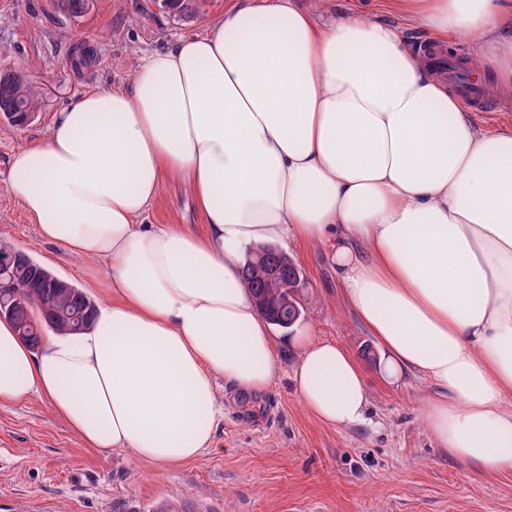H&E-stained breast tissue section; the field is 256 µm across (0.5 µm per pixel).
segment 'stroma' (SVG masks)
<instances>
[{
	"mask_svg": "<svg viewBox=\"0 0 512 512\" xmlns=\"http://www.w3.org/2000/svg\"><path fill=\"white\" fill-rule=\"evenodd\" d=\"M162 0H91L79 15L57 0H0V71L23 72L39 88L35 118L17 128L0 122V239L100 300L101 263L67 255L43 241L8 191L10 159L45 138L58 112L92 88H129L142 56L202 33L232 0H201V20L171 18ZM320 19L362 11L397 25L385 0H298ZM92 60L73 61L83 51ZM150 224L203 219L190 191L165 180ZM309 280L303 315L317 339L345 347L370 386L364 420L344 429L317 421L296 392L297 354L279 341V364L268 391L244 396L218 382L224 406L214 445L200 458L159 465L122 449L85 447L38 396L0 407V512H148L167 499L188 512H512V472L483 475L436 448L422 409L436 389L417 375L388 383L381 360L363 355L375 341L342 299L339 280L317 249L284 246Z\"/></svg>",
	"mask_w": 512,
	"mask_h": 512,
	"instance_id": "obj_1",
	"label": "stroma"
}]
</instances>
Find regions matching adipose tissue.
<instances>
[{
    "label": "adipose tissue",
    "mask_w": 512,
    "mask_h": 512,
    "mask_svg": "<svg viewBox=\"0 0 512 512\" xmlns=\"http://www.w3.org/2000/svg\"><path fill=\"white\" fill-rule=\"evenodd\" d=\"M435 40L512 82V0H391ZM196 233L145 217L166 178ZM10 194L41 237L102 262L92 324L31 349L0 319V406L45 398L89 448L157 464L199 458L224 408L216 382L266 392L277 350L241 269L292 239L321 248L394 383L438 390L437 448L512 472V129L479 125L400 27L319 23L294 0H249L145 55L130 89H91L11 157ZM294 382L320 422H362L367 378L297 329Z\"/></svg>",
    "instance_id": "1"
}]
</instances>
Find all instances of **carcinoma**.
I'll use <instances>...</instances> for the list:
<instances>
[{
    "instance_id": "1",
    "label": "carcinoma",
    "mask_w": 512,
    "mask_h": 512,
    "mask_svg": "<svg viewBox=\"0 0 512 512\" xmlns=\"http://www.w3.org/2000/svg\"><path fill=\"white\" fill-rule=\"evenodd\" d=\"M164 8L173 18L191 22L199 15L198 0H164ZM40 90L29 84L22 73L5 71L0 80V113L10 112L19 102L38 106ZM287 268L281 269L280 279L264 288L252 289L254 305L268 319L280 328L290 326L278 318L286 314L287 292L281 287ZM60 277L45 270L42 278L29 276L28 271L14 272L12 283L0 288V316L10 319L19 336L36 346L48 331L65 334H80L92 321L96 303L87 293L74 284L60 289L56 283Z\"/></svg>"
}]
</instances>
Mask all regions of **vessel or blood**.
<instances>
[{
	"label": "vessel or blood",
	"mask_w": 512,
	"mask_h": 512,
	"mask_svg": "<svg viewBox=\"0 0 512 512\" xmlns=\"http://www.w3.org/2000/svg\"><path fill=\"white\" fill-rule=\"evenodd\" d=\"M424 53L433 70L450 90L470 109L486 112L492 109L498 95L488 77L476 74L467 64L459 47L427 45Z\"/></svg>",
	"instance_id": "obj_1"
}]
</instances>
